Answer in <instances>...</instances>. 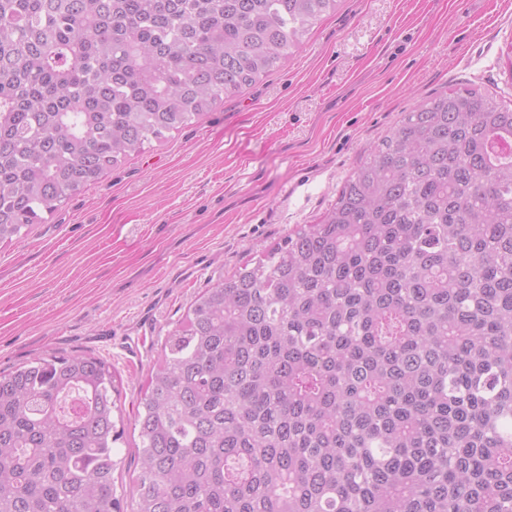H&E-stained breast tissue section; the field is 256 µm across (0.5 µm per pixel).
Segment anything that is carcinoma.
<instances>
[{"label":"carcinoma","mask_w":512,"mask_h":512,"mask_svg":"<svg viewBox=\"0 0 512 512\" xmlns=\"http://www.w3.org/2000/svg\"><path fill=\"white\" fill-rule=\"evenodd\" d=\"M340 0H0V243L283 66ZM105 360L0 372V512H512V100L435 94L200 292L117 487Z\"/></svg>","instance_id":"cac0c4a2"}]
</instances>
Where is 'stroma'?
<instances>
[{
	"instance_id": "obj_1",
	"label": "stroma",
	"mask_w": 512,
	"mask_h": 512,
	"mask_svg": "<svg viewBox=\"0 0 512 512\" xmlns=\"http://www.w3.org/2000/svg\"><path fill=\"white\" fill-rule=\"evenodd\" d=\"M510 44L512 0H340L282 68L0 243V371L110 363L129 479L140 388L198 292L317 223L423 99L464 85L512 99Z\"/></svg>"
}]
</instances>
